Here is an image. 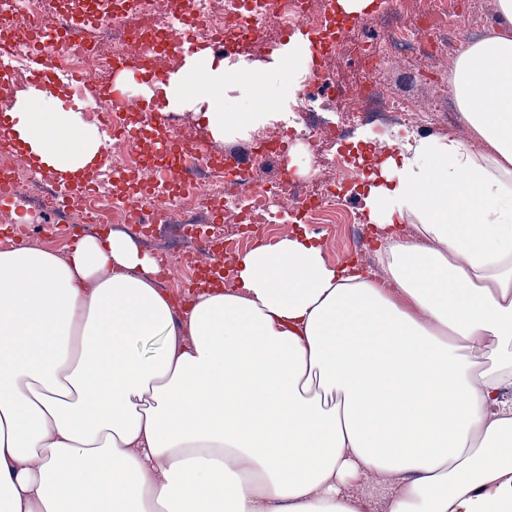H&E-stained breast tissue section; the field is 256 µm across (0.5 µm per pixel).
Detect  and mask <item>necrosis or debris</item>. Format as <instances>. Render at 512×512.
<instances>
[{
    "label": "necrosis or debris",
    "mask_w": 512,
    "mask_h": 512,
    "mask_svg": "<svg viewBox=\"0 0 512 512\" xmlns=\"http://www.w3.org/2000/svg\"><path fill=\"white\" fill-rule=\"evenodd\" d=\"M133 23H119L108 0H80L78 6L64 12L56 0H0V20L9 21L19 31L14 40L0 41V58H8L14 75L31 78L34 53L30 46L32 31L55 38L52 54L53 72L60 79L86 72H97L102 82H109L114 64L125 61L133 51L142 57L157 59L169 54V43L176 32L163 24L156 10L157 0H125ZM178 17L192 40L214 43L226 37L235 44L250 43L264 50L280 43L295 28L326 33L319 54L314 80L331 89L330 100L343 118L336 125H324L316 112L302 109L303 124L295 128L280 125L254 133L242 143L253 162L242 168L229 164L226 155L206 142H196L193 158L180 174L171 166L150 163L130 127L129 109L103 111L91 104L90 117L106 127L112 137V154L106 163L109 179L91 178L79 188L70 189L40 172L18 162L8 145L0 146V189L11 197L0 205V237L20 241L30 232L18 228L17 208L37 213L52 210L56 221L69 225L71 235L96 230L98 225L132 228L143 240L153 242L162 262L158 278L164 287H172L167 260L170 248H177L183 266L191 269L195 279L217 278L230 281L235 255L249 243L250 229L267 222L269 208L286 188L282 177L269 176L286 143L298 135L311 139L314 146L347 138L357 124L377 123L391 128L406 126L416 119V132L432 134L441 122L456 125L458 116L448 102L436 101L431 112L416 117L413 103L405 96H395L381 85L352 94L336 89V68L347 56L342 40L329 38L335 12L332 0H176ZM95 19L97 40L62 42L58 36L77 17ZM464 16L457 0H428L423 13H416L413 0H395L392 12L384 14L383 34L365 49L368 58L378 61L404 57L415 66L427 46H435L452 56ZM208 186L205 194L194 191L196 182ZM297 211L314 219L335 215L340 195L313 184L292 194ZM232 232H225V225ZM207 252L209 265H200L199 252Z\"/></svg>",
    "instance_id": "4bbe7bcc"
}]
</instances>
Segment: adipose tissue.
<instances>
[{"label": "adipose tissue", "mask_w": 512, "mask_h": 512, "mask_svg": "<svg viewBox=\"0 0 512 512\" xmlns=\"http://www.w3.org/2000/svg\"><path fill=\"white\" fill-rule=\"evenodd\" d=\"M496 16L449 85L482 151L408 132L369 176L384 279L293 237L179 308L131 236L1 247L0 512H373L368 480L385 512H512V0ZM311 62L301 33L258 72L203 49L163 92L220 141L270 116L228 92L299 90ZM7 118L62 177L100 158L52 91Z\"/></svg>", "instance_id": "adipose-tissue-1"}]
</instances>
